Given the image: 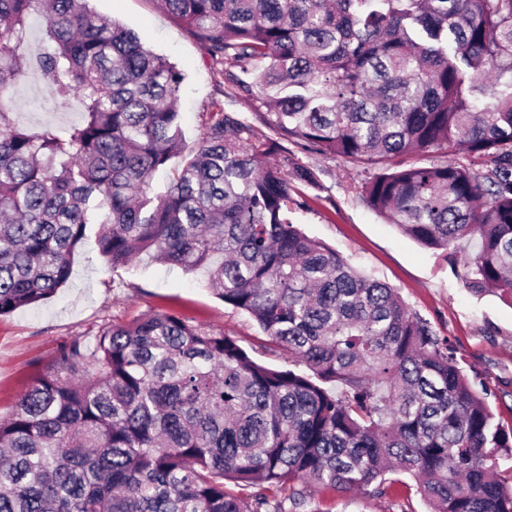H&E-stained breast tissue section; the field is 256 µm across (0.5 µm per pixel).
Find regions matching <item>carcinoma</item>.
Here are the masks:
<instances>
[{
  "label": "carcinoma",
  "mask_w": 512,
  "mask_h": 512,
  "mask_svg": "<svg viewBox=\"0 0 512 512\" xmlns=\"http://www.w3.org/2000/svg\"><path fill=\"white\" fill-rule=\"evenodd\" d=\"M159 2L270 134L217 108L153 193L184 149L181 73L88 0H0V316L64 286L93 230L114 267L204 271L305 369L172 312L105 321L0 419V512H279L293 479L383 495L402 475L431 512H512V427L395 289L293 223L321 184L288 149L363 168L367 205L421 245L473 244L466 287L512 305V0ZM36 18L56 105L84 113L64 136L16 120Z\"/></svg>",
  "instance_id": "cac0c4a2"
}]
</instances>
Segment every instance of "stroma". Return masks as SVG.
Segmentation results:
<instances>
[{"label": "stroma", "instance_id": "35a3bbf8", "mask_svg": "<svg viewBox=\"0 0 512 512\" xmlns=\"http://www.w3.org/2000/svg\"><path fill=\"white\" fill-rule=\"evenodd\" d=\"M98 14L132 29L142 44L173 63L184 76L180 109L187 149L200 143L214 105L248 121L257 116L232 96L211 66L202 42L160 9L156 0H91ZM43 41V24L34 21L21 49L25 62L14 94L20 124L32 130L65 133L82 122L79 101L56 107L33 62ZM300 160L318 174L323 187L308 190L307 203L293 213L308 236L335 249L351 266L392 288L408 309L430 322L446 338L469 375L493 392L490 405L504 424L512 425V304L497 296L469 291L462 282L465 253L452 256L425 248L386 223L362 200V179L342 158L303 152ZM150 311L176 313L192 323L223 330L258 363L288 368L281 351L265 349L251 317L212 294L203 272H188L143 258L111 266L95 240L76 252L67 283L34 307L0 316V418H8L21 393L51 360L60 343L94 335L103 321L125 324ZM302 487L295 480L272 490L285 512H428V503L408 484L391 485L386 494L372 488L352 493L313 491L307 504L293 508L290 498Z\"/></svg>", "mask_w": 512, "mask_h": 512}]
</instances>
